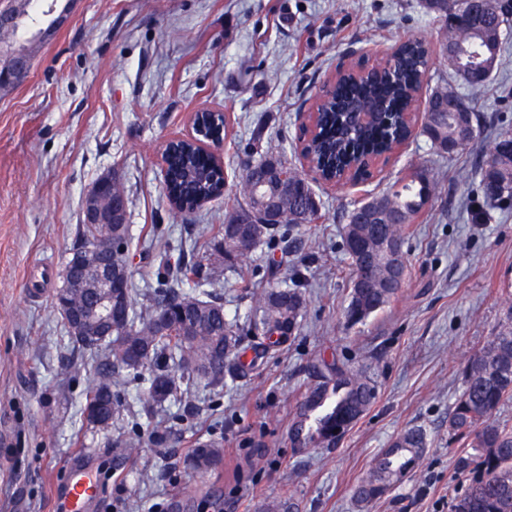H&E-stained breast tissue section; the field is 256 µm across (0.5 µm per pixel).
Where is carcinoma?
<instances>
[{
    "instance_id": "1",
    "label": "carcinoma",
    "mask_w": 512,
    "mask_h": 512,
    "mask_svg": "<svg viewBox=\"0 0 512 512\" xmlns=\"http://www.w3.org/2000/svg\"><path fill=\"white\" fill-rule=\"evenodd\" d=\"M425 12L444 23L437 42L451 80L442 79L428 94L420 134L442 156H453L470 148L482 134L475 108L477 95L490 80L502 73L504 53L512 29V3L508 0H422ZM20 13L26 15V30L45 17L40 7L29 9L23 0ZM430 50L419 38L403 42L371 82L350 74L338 77L330 96L317 108V131L310 143L316 163L331 169L357 155H380L405 137L403 113L411 110L422 89ZM351 101H382L387 113L363 127L355 136L347 134L342 110ZM504 135L495 137L489 153L475 166L471 178L479 181L484 198L496 205L512 199V184L500 182L499 153ZM274 166L288 174V196L279 198L280 224H243L241 232L255 233L251 247L241 249L229 241V228L238 217L257 207L270 189L264 186L265 168ZM173 189L189 205L211 195L222 175L196 154L178 153L170 162ZM243 201L225 215V223L206 224L205 254L186 258L183 244L165 243L155 253L134 240L129 225H82L79 250L89 238L112 232V264L131 275L135 257L159 259L156 287L135 303L132 288L126 289L121 307V326L112 335L88 344L72 335L62 323L68 340L85 352H103L101 368L89 383L85 411L88 424L96 422L92 408L102 396L112 404V422L120 421L126 397L114 388L112 378L150 371V386L144 399V414L164 404L187 403L188 377L206 381L212 389L224 390L226 380L245 377L259 370L276 351L304 328L307 301L301 290V273L282 276L285 260L270 259L249 267L245 260L260 246L313 224L319 208L307 206L315 195L311 185L287 166L280 156L264 155L254 161L253 171L242 175ZM436 183L424 171L415 172L400 189L368 196L347 215L343 245L353 271L349 298L343 310L346 329L364 324L384 311L399 293L385 287L390 269L383 260L370 266L364 276L360 254L352 244L370 252L379 245L369 231L373 220L383 221L380 235L402 246L408 226L424 215L433 198ZM237 276L242 293L250 300L245 321L230 318L224 311L221 278ZM372 287H358L359 277ZM376 396L375 385L364 372L339 361H321L305 390L291 427V439L303 447L334 448L352 428L344 419L349 410L368 411ZM512 402V328L502 327L471 358L464 371V385L448 413L449 440L457 445L456 470L465 477V488L451 498V512H512V426L496 418ZM428 436L419 427L397 435L359 482L355 498L361 508L384 497L420 465ZM192 469L203 477L224 461V448L213 440L196 444L188 457ZM259 512H297L293 499H276L260 505Z\"/></svg>"
}]
</instances>
